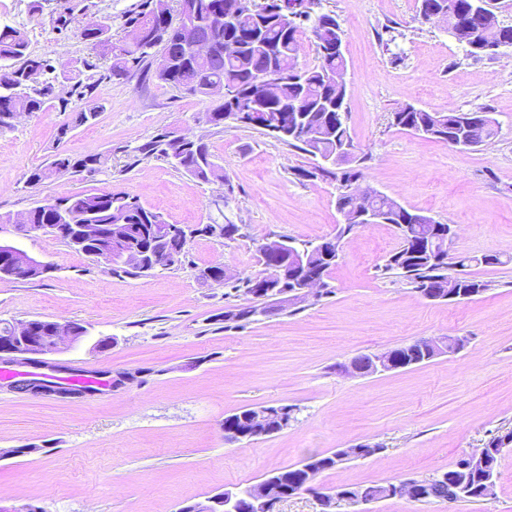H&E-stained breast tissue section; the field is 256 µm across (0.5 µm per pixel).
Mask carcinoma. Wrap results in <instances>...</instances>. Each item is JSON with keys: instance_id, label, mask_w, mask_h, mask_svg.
<instances>
[{"instance_id": "carcinoma-1", "label": "carcinoma", "mask_w": 512, "mask_h": 512, "mask_svg": "<svg viewBox=\"0 0 512 512\" xmlns=\"http://www.w3.org/2000/svg\"><path fill=\"white\" fill-rule=\"evenodd\" d=\"M419 12H438L451 19V34L465 46L478 42H493L512 46V24L508 29H491L476 0H418ZM236 0H143L140 9L128 14L123 23L124 37H112L108 24L83 28L79 35L99 55L110 62L108 71L112 79L120 81L132 71L149 67L150 58L160 53L166 61L167 75L160 79L172 87L192 94H206L215 82H221L229 91L224 103L212 110V122L224 123V115L234 116L232 123H241V114L250 108V93L256 78L268 71L270 55H275L277 66L283 70L279 94L269 100L266 107L249 126L264 132L277 130L280 141L323 158H334L347 147H353L345 123V103L338 102L336 95V72L346 70L343 51H329L336 43V30L341 28L337 18L329 13H314L303 6L298 17L283 20L277 12L275 0H262L256 4L255 14L243 15L230 29L224 24L212 26L209 16H226L235 8ZM183 13L196 20L199 39L211 46L210 55L198 57L189 53L183 45V34L173 16ZM310 29L316 44L319 63L311 68H299L295 59L299 39L305 29ZM55 72L51 61L33 55L24 32L12 28H0V130L12 126L13 119L22 112H43L56 101L59 111L75 112L73 123H87L97 116L94 107L88 109L70 107V99L57 96L55 84L43 82L40 89L23 86L29 71ZM60 76L71 83V95L81 101L92 94L93 86L83 83L77 66H61ZM301 97V108L308 116L307 136L296 137L290 131L296 124V112L288 109V100ZM393 124L416 131L423 127L434 128L429 137L439 142H448V134L458 131L464 139L481 145L495 135L493 122L479 112L436 113L407 105L393 113ZM171 148L168 135L158 134L137 148L145 157L156 155L165 158ZM180 171L206 183L218 176L219 166L206 143L195 149H182ZM366 157L359 156L356 165L336 171L326 170L339 182L336 195L337 209L351 206L345 192V183L364 176L363 163ZM71 161L66 157L56 158L45 168L30 172L28 181L38 184L54 171L66 168ZM371 209L388 217L392 224L402 227L401 245L392 252L384 266L387 272L403 277L413 289L430 288L448 291V225L433 218L414 213L392 198L381 195L370 201ZM69 210L73 222L80 224L83 216L93 214L94 224H123L124 235L130 246L150 244L151 227L165 223L157 212L145 207L139 198L129 193L105 191L100 194H75L53 200V206H35L27 212L29 224H58L59 210ZM81 253L93 259H107V247L98 236L87 239ZM224 283L237 292L251 296L256 304L234 306L224 312V322L238 324L255 320L266 303L267 293L262 291L264 280L260 276L232 280L224 277ZM387 370H397L424 364L437 357V349L425 340L400 346L383 352ZM512 441V429L491 436L487 442L484 462H472L463 457L448 470L421 480L415 502H446L454 496L457 502L476 503L494 494L497 468L502 456L504 441ZM380 443L358 444L351 448H340L330 454L320 455L314 469L293 467L281 471L287 486L298 488L305 482H313L317 476L350 459H365L381 453ZM383 485H361L351 487L354 501H372L381 498Z\"/></svg>"}]
</instances>
